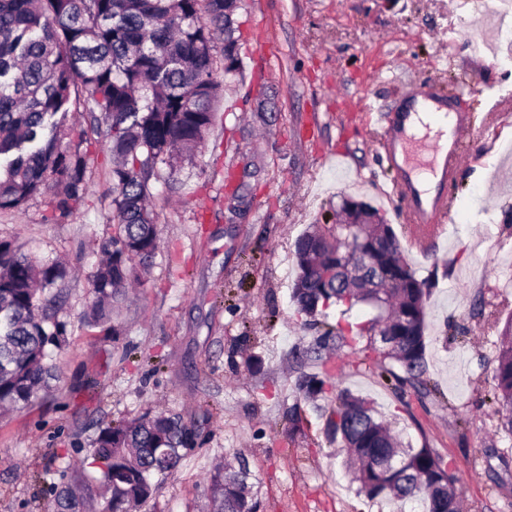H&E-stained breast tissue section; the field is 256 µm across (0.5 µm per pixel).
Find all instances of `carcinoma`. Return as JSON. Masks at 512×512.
Segmentation results:
<instances>
[{"label":"carcinoma","mask_w":512,"mask_h":512,"mask_svg":"<svg viewBox=\"0 0 512 512\" xmlns=\"http://www.w3.org/2000/svg\"><path fill=\"white\" fill-rule=\"evenodd\" d=\"M237 0H0V213L20 211L34 196L54 189L51 219L80 205L87 193L89 134L110 146L112 222L118 233L101 242L105 261L91 275L95 304L89 323L111 320L134 263L147 264L158 249L157 216L147 206L150 181L173 173L205 144L223 88L218 65L232 77L241 69L235 34ZM224 33L217 48L216 34ZM78 114L86 127L76 128ZM298 273L291 302L298 316L319 322L340 309L321 340L343 344L367 338L384 376L422 397L427 379L425 301L431 283L416 278L401 258L388 224H350L327 237L313 231L295 242ZM373 271L361 282L357 266ZM67 275L57 261L36 264L9 242H0V406L26 403L52 376L48 348L65 342V325L50 312L54 289ZM358 305L375 314L348 322ZM494 400L502 430L512 435V319L505 323L494 368ZM298 393L313 400L331 395L330 438L347 448L346 466L357 494L369 500H418L424 512H458L457 479L432 449L405 448L365 399L328 376L301 374ZM187 443L178 421L144 414L108 423L92 441L101 461L100 481L112 496L98 512L152 496L154 475L180 461ZM215 512H260L256 493L245 496L236 476H212ZM70 493L47 512H79Z\"/></svg>","instance_id":"cac0c4a2"}]
</instances>
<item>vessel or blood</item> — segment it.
<instances>
[{
    "label": "vessel or blood",
    "mask_w": 512,
    "mask_h": 512,
    "mask_svg": "<svg viewBox=\"0 0 512 512\" xmlns=\"http://www.w3.org/2000/svg\"><path fill=\"white\" fill-rule=\"evenodd\" d=\"M448 96L438 91L426 96L418 110L448 126V137L436 140L428 158H421L411 133L414 113L398 112L383 119L381 158L391 174L388 199L403 216L412 241L441 236L451 221L452 188L465 156V143L474 125L473 113L439 111ZM417 110V111H418Z\"/></svg>",
    "instance_id": "b4317fda"
}]
</instances>
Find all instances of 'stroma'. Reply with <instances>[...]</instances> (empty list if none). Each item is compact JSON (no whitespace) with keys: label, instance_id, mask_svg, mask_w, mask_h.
I'll return each mask as SVG.
<instances>
[{"label":"stroma","instance_id":"stroma-1","mask_svg":"<svg viewBox=\"0 0 512 512\" xmlns=\"http://www.w3.org/2000/svg\"><path fill=\"white\" fill-rule=\"evenodd\" d=\"M480 10L478 0H241L243 74L216 71L224 99L205 145L152 183L159 249L110 325L87 321L98 245L115 231L107 144L92 146L88 194L60 223L43 221L48 192L0 213V241L68 268L54 309L65 343L51 352L60 386L0 409V512H45L61 490H82L100 476L99 423L147 412L178 420L189 442L140 512H213L212 475L241 459L261 512H420L357 495L325 413L295 388L323 367L294 359L323 328L290 301L294 242L331 229L347 197L377 207L417 278L433 283L426 358L440 395L397 394L362 340L325 367L404 445L449 466L462 512H512V438L488 401L512 317V51L475 48ZM399 75L441 85L476 115L455 222L420 245L383 194L381 115L368 109L392 99ZM262 98L268 111H254Z\"/></svg>","mask_w":512,"mask_h":512}]
</instances>
